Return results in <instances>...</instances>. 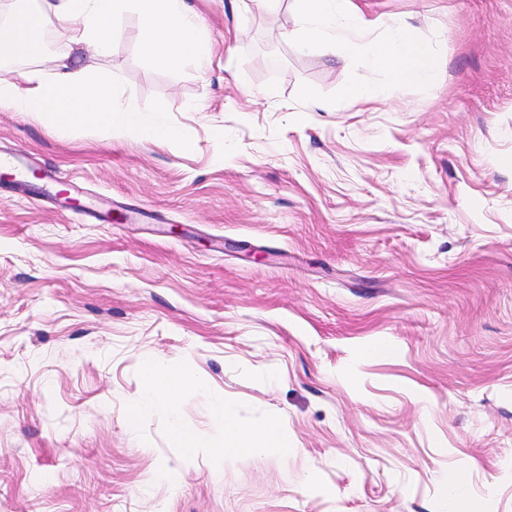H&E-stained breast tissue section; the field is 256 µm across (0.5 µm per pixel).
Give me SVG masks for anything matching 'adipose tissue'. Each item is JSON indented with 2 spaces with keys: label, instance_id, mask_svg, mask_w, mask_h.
<instances>
[{
  "label": "adipose tissue",
  "instance_id": "obj_1",
  "mask_svg": "<svg viewBox=\"0 0 512 512\" xmlns=\"http://www.w3.org/2000/svg\"><path fill=\"white\" fill-rule=\"evenodd\" d=\"M265 13L288 6L297 20L285 31L286 41L299 50L320 48L323 55L345 63L365 57L372 68L390 72L400 81H427L435 71L428 47L403 18L390 20L383 39L373 38L371 23L359 15L352 0H252ZM140 21L142 51L164 68L202 65L200 17L186 0H29L19 7L16 0H0V112H21L34 120H51L68 128L86 127L111 135L117 115L129 111L111 76L97 75L74 63L73 58L89 50L110 55L118 22L124 13ZM53 32L60 52L44 41ZM51 58V66L21 69L9 66L8 58ZM145 378L143 405L173 417V433L181 448L194 452L209 447L202 434L177 424L179 407L175 397L196 383L187 370L159 368L153 360L142 364ZM215 419L223 428L217 450L224 457L258 456L265 449L288 455L291 445L277 423L245 428L237 423L224 402L213 405Z\"/></svg>",
  "mask_w": 512,
  "mask_h": 512
}]
</instances>
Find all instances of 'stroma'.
<instances>
[{"mask_svg":"<svg viewBox=\"0 0 512 512\" xmlns=\"http://www.w3.org/2000/svg\"><path fill=\"white\" fill-rule=\"evenodd\" d=\"M354 2L436 77L191 0L205 71L156 66L132 14L85 57L135 108L111 138L0 112V155L87 208L0 180V512H512V0ZM147 358L201 382L184 429L219 443L221 399L294 453L187 459L133 409ZM341 98L352 101H371L376 97L375 86L370 79L346 84L341 88Z\"/></svg>","mask_w":512,"mask_h":512,"instance_id":"35a3bbf8","label":"stroma"}]
</instances>
